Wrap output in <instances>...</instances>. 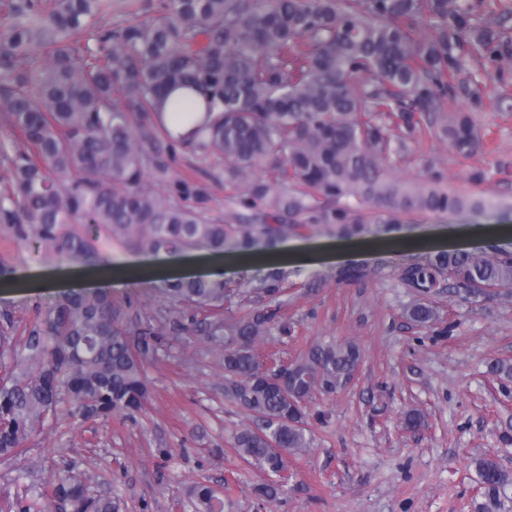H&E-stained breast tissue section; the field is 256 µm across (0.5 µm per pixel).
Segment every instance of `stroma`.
<instances>
[{"mask_svg": "<svg viewBox=\"0 0 512 512\" xmlns=\"http://www.w3.org/2000/svg\"><path fill=\"white\" fill-rule=\"evenodd\" d=\"M468 3L477 24L499 27L502 58L490 74L478 57H466L471 78L490 81V90L477 105L457 92L445 109L473 114L482 148L462 157L447 141L428 138L391 174L420 182L435 170L448 186L498 200V207L400 216L398 237L416 244L409 251L385 234L344 239L321 226L286 234L273 246L257 237L251 254L228 252L221 261V278L239 290L237 316L257 307L254 289L271 271L283 276L278 325L254 343L261 357L286 364L327 342L352 341L361 350L358 372L344 389L307 401L308 411L325 419L313 423L310 448L291 457L279 501L256 495L269 475L232 449L250 419L224 397L223 351L205 336L172 330L180 307L166 298L164 278L188 264L209 268L213 256L186 250L159 267L147 253L115 248L106 254L109 265L135 260L143 270L136 282L111 286L113 300L130 302L126 318L148 314L171 327L147 360V409L133 418L115 414L39 430L25 455L0 459V507L19 491L17 470L32 471L47 486L71 465L96 490L118 494L119 512H191L188 491L198 482L217 490L224 512H480L477 459H494L512 473V377L489 371L496 360L512 364V285L497 297L466 302L442 282L433 299L451 330L438 336L406 320L414 294L399 280L403 267L453 243L488 257L512 254V0ZM479 169L485 181L471 183ZM263 175L257 169L229 181L223 157L189 149L178 150L171 172L188 185L182 204L227 222L234 197ZM0 263L12 271L10 286L0 285V314L11 315L19 334L37 309L89 288L81 276L85 261L36 249L1 224ZM344 269L363 277L338 283ZM282 323L288 333L279 331ZM412 409L422 415L414 430L404 422Z\"/></svg>", "mask_w": 512, "mask_h": 512, "instance_id": "obj_1", "label": "stroma"}]
</instances>
